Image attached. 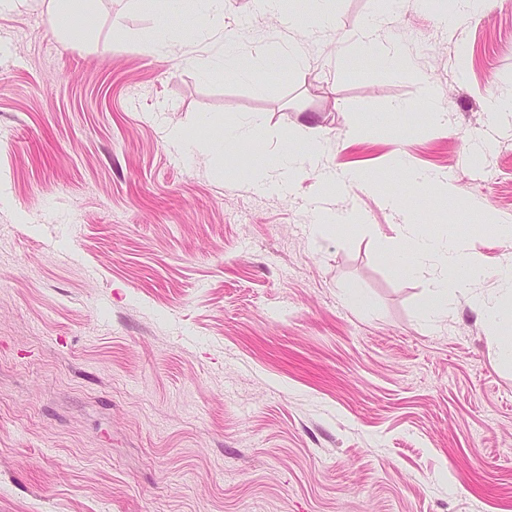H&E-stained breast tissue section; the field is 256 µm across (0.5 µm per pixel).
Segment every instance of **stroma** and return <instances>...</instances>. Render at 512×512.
I'll use <instances>...</instances> for the list:
<instances>
[{
	"label": "stroma",
	"instance_id": "obj_1",
	"mask_svg": "<svg viewBox=\"0 0 512 512\" xmlns=\"http://www.w3.org/2000/svg\"><path fill=\"white\" fill-rule=\"evenodd\" d=\"M443 9L224 0L218 19L167 21L89 0L65 42L42 0L0 13V512H512V323L461 295L425 318L398 231L406 214L467 239L488 294L512 261L478 220L512 221V114L485 108L512 95V0L451 31ZM387 12L377 48L414 73L342 53ZM228 40L256 71L298 44L302 66L260 89L204 75ZM256 114L228 158L166 138ZM297 136L321 142L315 172L257 189L251 168ZM399 154L449 173L455 198L412 185ZM320 169L370 181L324 196ZM324 202L358 223L312 234ZM378 63L394 72H404L412 69L410 57L402 49L393 47L377 58Z\"/></svg>",
	"mask_w": 512,
	"mask_h": 512
}]
</instances>
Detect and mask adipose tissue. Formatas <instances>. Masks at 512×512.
Segmentation results:
<instances>
[{
	"mask_svg": "<svg viewBox=\"0 0 512 512\" xmlns=\"http://www.w3.org/2000/svg\"><path fill=\"white\" fill-rule=\"evenodd\" d=\"M261 124V116L256 115L246 123L226 126L224 139L220 142L191 137L177 125L170 127L168 135L171 140L182 143L191 153H238L251 145ZM320 153V142L305 138L297 145L286 147L273 162L252 167L250 175L263 190L277 192L284 185L296 183L303 178ZM400 230L415 259L414 265L410 267L411 272L426 271L430 274L425 317H441L447 309L449 297L455 295L467 296L471 305L491 323L501 322L506 311H512L511 263L503 265L499 270V295L489 297L475 289L476 282L484 276V266L467 252L462 239L448 235L434 236L414 224L401 225Z\"/></svg>",
	"mask_w": 512,
	"mask_h": 512,
	"instance_id": "ef3b65f1",
	"label": "adipose tissue"
}]
</instances>
